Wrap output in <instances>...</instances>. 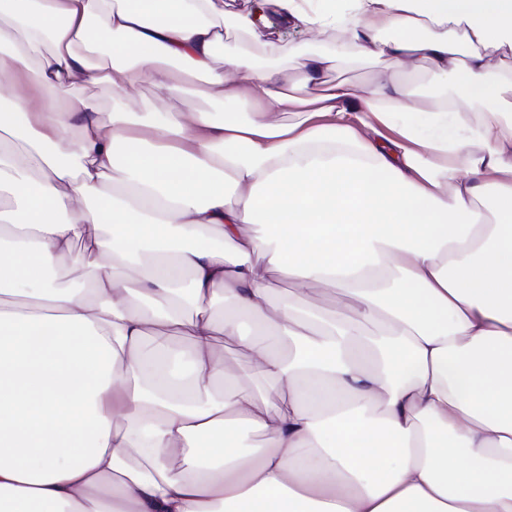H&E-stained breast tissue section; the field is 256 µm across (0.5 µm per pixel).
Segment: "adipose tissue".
<instances>
[{
  "label": "adipose tissue",
  "mask_w": 512,
  "mask_h": 512,
  "mask_svg": "<svg viewBox=\"0 0 512 512\" xmlns=\"http://www.w3.org/2000/svg\"><path fill=\"white\" fill-rule=\"evenodd\" d=\"M277 2L446 84L225 55L224 0H0V512H512V0ZM163 98L168 100L171 104H175L179 109L184 112L194 110L213 112L216 116L222 117L225 112H237L239 117H244L248 112V107L245 103H238L234 105H225L221 102L208 100L199 96H184L181 101L170 100L165 91L156 89L149 85H143L140 90L134 94L133 98L139 101L141 98ZM281 287V294L288 293V298L296 299V293H298L304 305L318 311H324L336 305V288L329 284L316 285L308 291L294 288L288 281L282 283ZM220 343L224 344V367L228 371L241 372L247 366L249 351L234 341L220 338Z\"/></svg>",
  "instance_id": "obj_1"
}]
</instances>
